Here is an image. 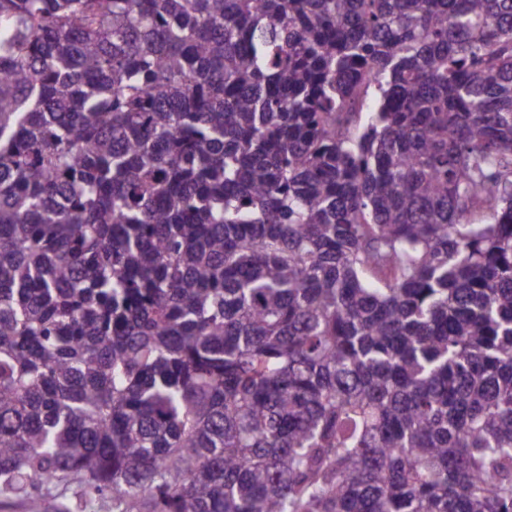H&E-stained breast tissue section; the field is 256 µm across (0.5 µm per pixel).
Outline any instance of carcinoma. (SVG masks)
I'll return each instance as SVG.
<instances>
[{"label": "carcinoma", "mask_w": 512, "mask_h": 512, "mask_svg": "<svg viewBox=\"0 0 512 512\" xmlns=\"http://www.w3.org/2000/svg\"><path fill=\"white\" fill-rule=\"evenodd\" d=\"M512 512V0H0V495Z\"/></svg>", "instance_id": "carcinoma-1"}]
</instances>
